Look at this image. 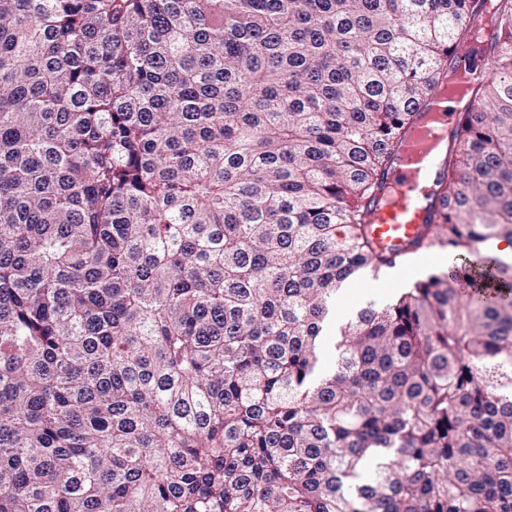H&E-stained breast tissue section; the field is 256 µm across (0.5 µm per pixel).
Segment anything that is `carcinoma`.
<instances>
[{"instance_id": "1", "label": "carcinoma", "mask_w": 512, "mask_h": 512, "mask_svg": "<svg viewBox=\"0 0 512 512\" xmlns=\"http://www.w3.org/2000/svg\"><path fill=\"white\" fill-rule=\"evenodd\" d=\"M475 2L0 0V512H512V0ZM487 15L389 256L371 207ZM448 259L446 250L434 248L423 252L415 262L403 270L390 271L378 279H371L366 274V287L352 289L345 298L336 305V316H343L349 309L365 304L368 301L377 304L390 302L401 288H408L417 280L427 278L429 275L446 267L447 262L440 263V257Z\"/></svg>"}]
</instances>
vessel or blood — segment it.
<instances>
[{
    "label": "vessel or blood",
    "mask_w": 512,
    "mask_h": 512,
    "mask_svg": "<svg viewBox=\"0 0 512 512\" xmlns=\"http://www.w3.org/2000/svg\"><path fill=\"white\" fill-rule=\"evenodd\" d=\"M474 102L461 103L433 93L429 98L431 122L415 131L400 148L383 192L369 215L370 233L386 252L403 250L423 234L426 225L438 222L443 203L435 185L439 167L433 153L437 134L449 123L473 111Z\"/></svg>",
    "instance_id": "vessel-or-blood-1"
}]
</instances>
